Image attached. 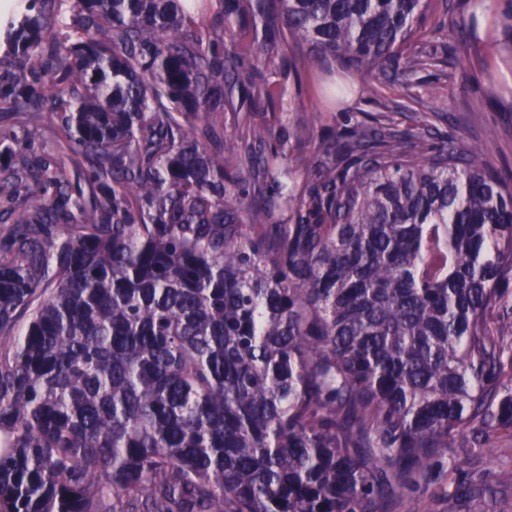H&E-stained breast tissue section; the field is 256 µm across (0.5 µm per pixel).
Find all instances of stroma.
Here are the masks:
<instances>
[{
    "instance_id": "1",
    "label": "stroma",
    "mask_w": 512,
    "mask_h": 512,
    "mask_svg": "<svg viewBox=\"0 0 512 512\" xmlns=\"http://www.w3.org/2000/svg\"><path fill=\"white\" fill-rule=\"evenodd\" d=\"M467 11V0H448L444 13L429 11L419 33L427 37L429 48L447 51L448 56L437 67L419 70L411 90L382 86L372 76L348 72L345 80L360 91L336 109L324 106L319 93L325 69L311 60L307 48H300L286 86L285 105L262 114L261 122L281 132L288 140L289 154L294 155L314 149L332 133L350 129L368 113L387 112L400 126L410 125V99L415 96L436 111L435 135L454 136L485 149L487 160L504 177L512 178V84L493 79V69L480 49L458 38V23ZM485 466L491 468L494 484L512 473V429L493 434L482 461L461 454L455 458L463 478Z\"/></svg>"
}]
</instances>
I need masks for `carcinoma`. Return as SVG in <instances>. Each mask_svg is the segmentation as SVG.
Masks as SVG:
<instances>
[{"mask_svg":"<svg viewBox=\"0 0 512 512\" xmlns=\"http://www.w3.org/2000/svg\"><path fill=\"white\" fill-rule=\"evenodd\" d=\"M61 2L0 21V145L47 112L112 188L0 176V201L43 191L0 227V512H419L448 449L512 426V183L424 148L420 100L293 167L255 112L304 45L410 85L441 63L411 43L432 0H216L243 54L207 0ZM492 491L451 481L448 512Z\"/></svg>","mask_w":512,"mask_h":512,"instance_id":"obj_1","label":"carcinoma"}]
</instances>
